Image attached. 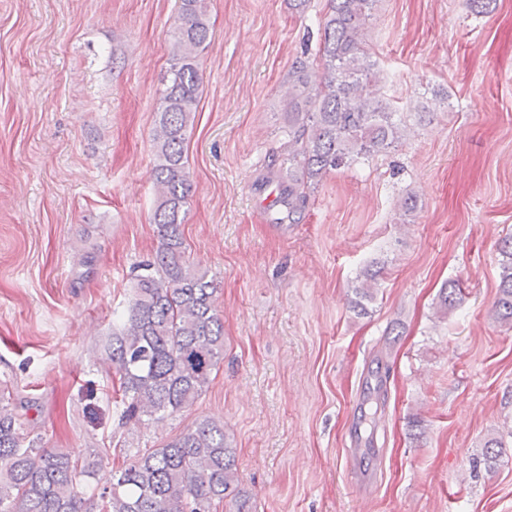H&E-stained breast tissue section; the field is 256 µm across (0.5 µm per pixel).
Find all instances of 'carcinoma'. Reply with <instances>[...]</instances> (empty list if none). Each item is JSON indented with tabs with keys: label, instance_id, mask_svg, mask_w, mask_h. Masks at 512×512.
<instances>
[{
	"label": "carcinoma",
	"instance_id": "cac0c4a2",
	"mask_svg": "<svg viewBox=\"0 0 512 512\" xmlns=\"http://www.w3.org/2000/svg\"><path fill=\"white\" fill-rule=\"evenodd\" d=\"M375 2L328 0L314 63L299 60L289 74L288 184L278 203L290 224L325 175L372 159L403 139L396 112L373 91L378 71L365 30ZM210 36L205 0H181L152 139V219L159 245L135 276L127 317L107 347L118 375L121 416L137 423L144 417L160 422L190 409L224 355L218 288L190 261L181 230L192 190L184 143L197 112L199 60ZM500 254L494 316L512 329V236L502 241ZM378 275L364 272L354 307L373 298L370 288ZM89 468L46 447L0 395V512H83L77 485ZM99 498L101 512H214L227 498L236 512H250L224 424L211 417L132 456L112 472Z\"/></svg>",
	"mask_w": 512,
	"mask_h": 512
}]
</instances>
